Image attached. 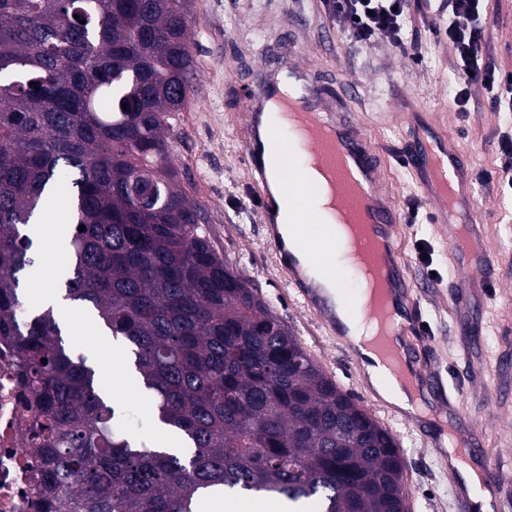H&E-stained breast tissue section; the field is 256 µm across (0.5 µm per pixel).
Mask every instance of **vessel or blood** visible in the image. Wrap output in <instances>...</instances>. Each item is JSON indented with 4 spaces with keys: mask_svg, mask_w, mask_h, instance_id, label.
<instances>
[{
    "mask_svg": "<svg viewBox=\"0 0 512 512\" xmlns=\"http://www.w3.org/2000/svg\"><path fill=\"white\" fill-rule=\"evenodd\" d=\"M247 102L245 113V164L252 177V189L260 201V214L268 226V241L276 255L286 260L288 278L301 292L308 306L323 315L328 327L336 322L324 300L289 260L277 222L271 189L273 166L267 147L281 142V152L294 156L307 152L310 163L319 169L322 180L312 181L296 168L284 170L279 192L293 202L294 222L303 231L302 238L321 269H330V258L338 244L339 224L356 226L358 245L363 256L373 260L378 246H385L391 257L388 286L374 290L363 309L364 320L377 323L375 347L392 362L405 355L401 338L418 327L415 301L407 291L401 271L396 234L404 221L397 205L382 194L383 171L376 146L354 124L348 113L336 111L334 99L315 80L310 70L295 60L285 62L274 74L259 79L241 91ZM282 113L290 119L295 138L282 142L281 129L268 115ZM403 162L412 173L424 197L432 202L431 219L437 224L453 225V248L458 257V276L450 307L462 313L467 293L476 281H488L497 264L482 247L483 227L471 217L475 204L472 174L466 157L449 144L440 128L416 135L413 150L404 153ZM331 192L338 201L337 215L315 216L310 199ZM413 387L422 389L436 408L450 406V395L436 386L431 372L410 368ZM480 479L489 490L501 480V462L484 454Z\"/></svg>",
    "mask_w": 512,
    "mask_h": 512,
    "instance_id": "b4317fda",
    "label": "vessel or blood"
}]
</instances>
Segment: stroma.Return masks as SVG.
Here are the masks:
<instances>
[{
	"label": "stroma",
	"mask_w": 512,
	"mask_h": 512,
	"mask_svg": "<svg viewBox=\"0 0 512 512\" xmlns=\"http://www.w3.org/2000/svg\"><path fill=\"white\" fill-rule=\"evenodd\" d=\"M190 38L196 93L176 121L170 163L188 196L208 217L206 233L226 265L240 273L296 336L326 374L355 396L396 438L405 461L410 512H461L448 478V456L440 435L467 431L470 461L484 450L503 463V495L512 500V186L502 172L512 158L499 142L512 136V112L498 111L485 91L470 89L467 105L455 100V55L431 33L435 16L426 0L414 4L417 53H402L384 42L356 48L341 26L326 15L321 0H190ZM486 58L512 71V0H488ZM296 35L300 62L336 90V108L350 113L380 148L382 189L402 212L420 219L402 225L398 245L419 330L404 342L415 364L438 373L458 391L452 408L419 419L398 413L372 392L363 368L339 334L320 317L281 272L259 220V203L243 159L244 129L239 114L241 85L259 77L256 61L287 32ZM439 124L448 140L463 148L473 176L476 209L485 248L501 259L495 282L475 288L470 319L459 323L448 308L455 279L452 232L429 223V204L399 159L406 141L405 111ZM426 249L431 266L419 262ZM63 333L78 354L95 349L96 378L112 395L121 425L134 437L152 441L154 400L136 385L128 356L111 333L90 322L80 305Z\"/></svg>",
	"instance_id": "obj_1"
}]
</instances>
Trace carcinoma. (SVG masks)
Segmentation results:
<instances>
[{
	"label": "carcinoma",
	"mask_w": 512,
	"mask_h": 512,
	"mask_svg": "<svg viewBox=\"0 0 512 512\" xmlns=\"http://www.w3.org/2000/svg\"><path fill=\"white\" fill-rule=\"evenodd\" d=\"M188 4L0 0V343L43 460L45 512H196L203 495L241 492L292 512H408L398 443L224 264L177 184L173 120L194 94ZM145 168L151 211L130 190ZM59 193L62 299L122 339L184 455L124 432L53 308L20 311L31 225Z\"/></svg>",
	"instance_id": "cac0c4a2"
}]
</instances>
